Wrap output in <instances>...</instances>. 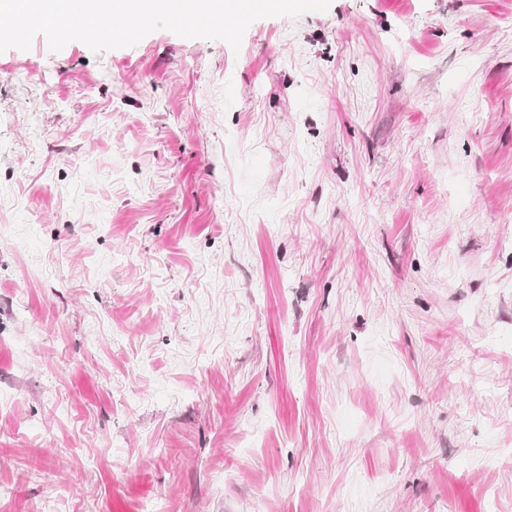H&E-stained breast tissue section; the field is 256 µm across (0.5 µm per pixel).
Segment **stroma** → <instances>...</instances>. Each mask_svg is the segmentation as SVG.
Listing matches in <instances>:
<instances>
[{
	"label": "stroma",
	"mask_w": 512,
	"mask_h": 512,
	"mask_svg": "<svg viewBox=\"0 0 512 512\" xmlns=\"http://www.w3.org/2000/svg\"><path fill=\"white\" fill-rule=\"evenodd\" d=\"M0 512H512V0L0 53Z\"/></svg>",
	"instance_id": "obj_1"
}]
</instances>
